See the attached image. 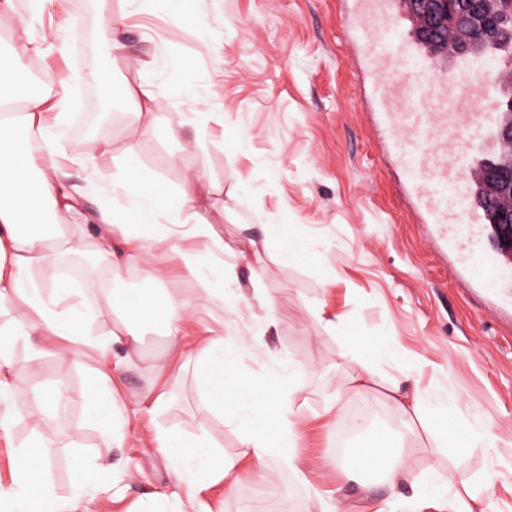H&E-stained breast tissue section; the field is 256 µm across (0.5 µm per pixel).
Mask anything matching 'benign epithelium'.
Instances as JSON below:
<instances>
[{"instance_id":"1","label":"benign epithelium","mask_w":512,"mask_h":512,"mask_svg":"<svg viewBox=\"0 0 512 512\" xmlns=\"http://www.w3.org/2000/svg\"><path fill=\"white\" fill-rule=\"evenodd\" d=\"M414 18L416 38L438 54L448 50V30L468 27L472 40H493L501 33L504 15L512 13V0H500L495 13L466 14L469 0H402ZM476 196L488 210L491 239L496 248L512 254V159L485 165Z\"/></svg>"}]
</instances>
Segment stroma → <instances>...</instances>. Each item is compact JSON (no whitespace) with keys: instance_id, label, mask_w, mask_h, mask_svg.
Here are the masks:
<instances>
[{"instance_id":"obj_1","label":"stroma","mask_w":512,"mask_h":512,"mask_svg":"<svg viewBox=\"0 0 512 512\" xmlns=\"http://www.w3.org/2000/svg\"><path fill=\"white\" fill-rule=\"evenodd\" d=\"M180 8L179 0H138L132 8L112 0L123 54L109 58L100 51L94 0H66L33 27L36 38L65 44V53L21 59L22 75L37 90L42 78L66 84L92 63L112 70L110 116L82 108L69 129L71 184L84 185V165L95 158L105 178L115 176L127 161L129 137H136L139 162L158 175L166 193L185 189L190 173L211 183L204 212L225 243L248 255L222 302L209 300L179 259L159 255L162 287L197 312L178 336L182 352L150 332L144 357L114 373L123 442L106 451L101 489L84 495L78 512H137L161 495L180 499L184 512H277L283 503L290 512H322L327 502L338 512H374L388 497L402 499L408 512H451L427 488L435 473L449 489L475 491L498 512H512V323L496 312L493 288L464 290L458 263L444 260L418 223L405 177L375 126L372 80L362 69L372 39L350 38L347 0H194L190 20L178 18ZM164 55L178 57L181 68L139 66ZM143 81L167 94L163 112L180 126L178 138L147 117L129 132L124 90ZM211 83L219 95L206 102L170 92L175 85ZM232 133L244 137V151L228 148ZM106 142L112 154L104 159ZM247 224L266 230L250 234L243 230ZM303 236L319 240L316 258L280 253V240ZM66 264L77 270L75 284L92 313L90 330L109 333L118 320L100 301L106 267L89 250L69 255ZM262 296L273 300V311L260 306ZM322 318L385 338L395 352L394 362L377 366L370 393L348 389L337 366L348 341L326 335ZM219 335L241 337V370L261 374L283 357L296 365L292 400L303 418L292 450L296 466L274 464L255 477L242 463L241 494L225 495L216 485L191 495L175 481L153 433L204 431L225 457L236 456V433L200 407L194 366L186 361L206 337ZM56 349L47 342L35 355L19 344L0 363L14 414L9 435L0 437V487L12 485L14 454L32 431L36 394L60 380L68 399L59 419L41 432L50 443L48 456L66 463L50 478L57 497L67 499L73 494L70 462L77 453L94 452L101 436L80 396V364ZM408 367L421 388L455 396L462 421L490 426L500 439L496 454L480 448L451 454L427 436L407 433L386 394ZM336 392L345 410H370L373 428L403 438L406 473L396 485L348 476L341 421L324 412ZM161 393L169 405L153 410Z\"/></svg>"}]
</instances>
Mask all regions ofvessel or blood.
Segmentation results:
<instances>
[{
    "instance_id": "obj_1",
    "label": "vessel or blood",
    "mask_w": 512,
    "mask_h": 512,
    "mask_svg": "<svg viewBox=\"0 0 512 512\" xmlns=\"http://www.w3.org/2000/svg\"><path fill=\"white\" fill-rule=\"evenodd\" d=\"M372 17L382 31L369 46L365 65L369 72L392 75L375 82L374 95L391 151L416 199L417 215L421 223L436 225L442 240L462 251L471 249L485 212L470 202L466 189L486 160L487 144L499 141L496 85L481 78L467 81L475 63L466 53L456 55L451 69H434L427 46L409 36L399 0H355L354 30L365 33ZM427 98L431 111H415L414 103ZM450 144L462 162L454 171L439 160ZM509 263L512 257L505 254L482 257L469 264L468 277L473 285H483Z\"/></svg>"
}]
</instances>
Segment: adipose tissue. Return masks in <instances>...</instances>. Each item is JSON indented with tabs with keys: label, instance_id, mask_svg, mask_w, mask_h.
<instances>
[{
	"label": "adipose tissue",
	"instance_id": "1",
	"mask_svg": "<svg viewBox=\"0 0 512 512\" xmlns=\"http://www.w3.org/2000/svg\"><path fill=\"white\" fill-rule=\"evenodd\" d=\"M69 108L67 95L33 92L17 68L0 66V309L14 314L12 326L0 329V362L13 346L29 342L36 333L59 339L60 356L94 353L95 364L84 367L81 395L97 418L102 447L108 448L118 428V404L104 364L119 368L141 357L142 337L153 326L164 331L170 346H177V334L194 309L164 288L132 295L110 288L104 302L118 315L119 324L107 337H98L88 328L89 311L80 289L47 293L34 279V271L57 269L63 255L89 247L111 277L118 278L127 267L166 253L181 259L206 294L220 296L235 278L236 268L225 264L224 239L198 211L196 194L163 195L159 177L136 158H129L116 178L105 179L95 169L84 188L70 185L62 163ZM90 196L99 201L92 223L80 232L67 233L66 219L82 214ZM156 216L164 217V224L149 226V219ZM185 238L206 243L208 262L181 248ZM322 327L327 335L349 339L351 350L341 360L350 390L370 391V362L394 357L384 339L365 337L333 320L323 321ZM116 344L123 347L122 356H114ZM196 361L202 407L236 431L239 458L252 462L258 471L272 463L294 467L291 450L297 445L300 418L289 404L293 369L281 364L260 376L233 369L234 354L225 350L220 337L207 340ZM389 398L409 424H420L437 447L456 454L476 446L490 453L497 448L498 438L490 430L458 421L453 396L428 395L418 386L404 389L395 384ZM155 441L166 451L175 479L188 490L219 484L228 493L243 490L234 461L215 449L206 435L160 430ZM43 446L35 434L16 453L13 486L0 490V512H77L79 497L97 489L104 464L98 458L82 457L72 467L73 500L56 501ZM352 457L354 470L373 467L391 485L405 470L403 456L375 434L369 436L365 449L353 450Z\"/></svg>",
	"mask_w": 512,
	"mask_h": 512
}]
</instances>
